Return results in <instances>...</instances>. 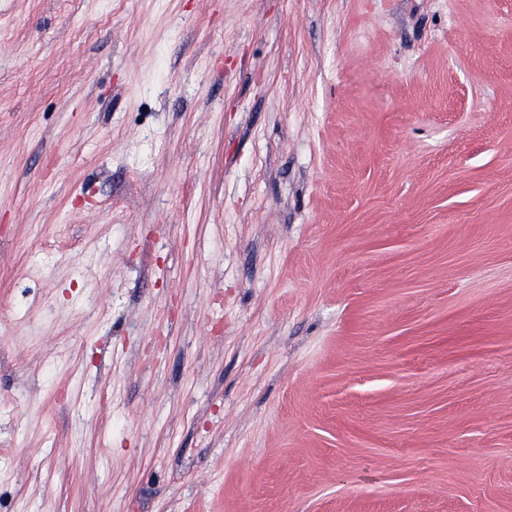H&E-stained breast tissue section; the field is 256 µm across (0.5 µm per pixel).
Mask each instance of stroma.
<instances>
[{"label": "stroma", "instance_id": "1", "mask_svg": "<svg viewBox=\"0 0 512 512\" xmlns=\"http://www.w3.org/2000/svg\"><path fill=\"white\" fill-rule=\"evenodd\" d=\"M0 512H512V0H0Z\"/></svg>", "mask_w": 512, "mask_h": 512}]
</instances>
